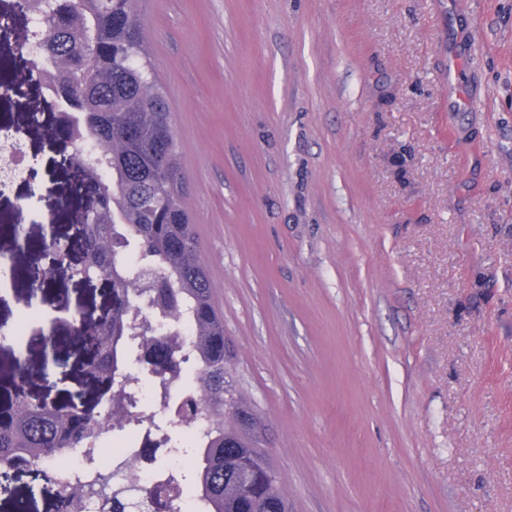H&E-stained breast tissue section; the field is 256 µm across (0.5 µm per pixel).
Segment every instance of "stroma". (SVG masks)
I'll return each mask as SVG.
<instances>
[{
	"label": "stroma",
	"mask_w": 512,
	"mask_h": 512,
	"mask_svg": "<svg viewBox=\"0 0 512 512\" xmlns=\"http://www.w3.org/2000/svg\"><path fill=\"white\" fill-rule=\"evenodd\" d=\"M232 383L291 512H512V0H144ZM48 159L0 248L76 237ZM96 317L102 281L47 289Z\"/></svg>",
	"instance_id": "obj_1"
}]
</instances>
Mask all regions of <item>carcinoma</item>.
<instances>
[{
	"instance_id": "carcinoma-1",
	"label": "carcinoma",
	"mask_w": 512,
	"mask_h": 512,
	"mask_svg": "<svg viewBox=\"0 0 512 512\" xmlns=\"http://www.w3.org/2000/svg\"><path fill=\"white\" fill-rule=\"evenodd\" d=\"M142 0H29L20 38L39 39L44 89L57 95L68 117L61 134L98 152L79 158L83 186L100 201L85 225L75 263L61 261L44 273L40 287L60 280L100 275L107 279L109 319L81 324L94 345L93 361L80 369L96 389L60 403L25 392L26 357L13 356L15 398L0 405V472L19 470L18 457L36 462L32 472L58 488L56 512H70L84 496L79 486L55 479L60 449L80 448L107 431L133 421L164 433L161 447H174L184 425L203 417L206 442L190 480L209 512H290L279 475L266 460V425L247 398L230 384L231 361L224 342V316L185 204L187 176L180 162L167 95L151 67L141 10ZM190 333L180 334L183 311ZM33 318L19 315L16 335L44 348L74 342L70 335L25 336ZM195 352L191 385L180 390L179 417L172 427L156 415L132 416L126 405L129 355L162 382L171 399L183 346Z\"/></svg>"
}]
</instances>
